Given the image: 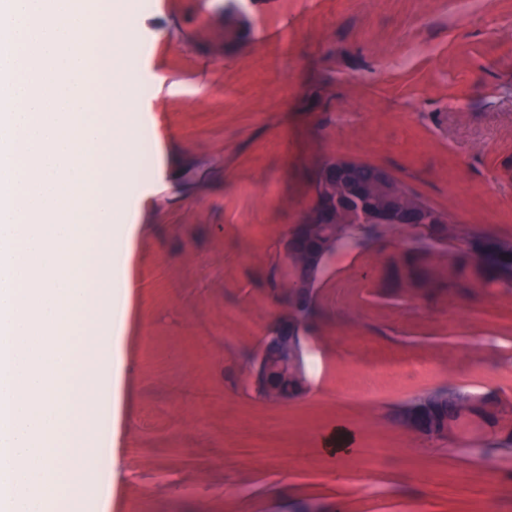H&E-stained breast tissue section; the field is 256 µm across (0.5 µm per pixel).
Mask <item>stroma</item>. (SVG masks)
Instances as JSON below:
<instances>
[{
  "mask_svg": "<svg viewBox=\"0 0 512 512\" xmlns=\"http://www.w3.org/2000/svg\"><path fill=\"white\" fill-rule=\"evenodd\" d=\"M224 3L138 10L133 236L113 281L132 282V310L112 317L134 396L120 427L95 425L92 512H512V453L393 419L451 384L512 401V288H387L408 232L327 256L307 331L322 358L304 361L318 391L271 401L248 381L277 318L264 274L326 158L384 167L512 237V0H247L230 45ZM339 426L356 451L333 457Z\"/></svg>",
  "mask_w": 512,
  "mask_h": 512,
  "instance_id": "35a3bbf8",
  "label": "stroma"
}]
</instances>
